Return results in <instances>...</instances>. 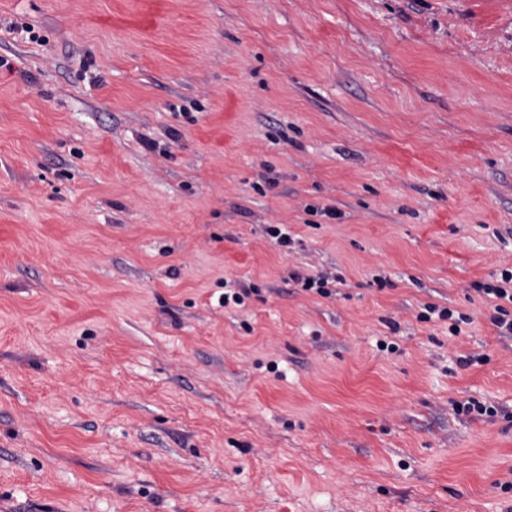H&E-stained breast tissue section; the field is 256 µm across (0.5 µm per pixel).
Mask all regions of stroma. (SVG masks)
Returning <instances> with one entry per match:
<instances>
[{
	"label": "stroma",
	"mask_w": 512,
	"mask_h": 512,
	"mask_svg": "<svg viewBox=\"0 0 512 512\" xmlns=\"http://www.w3.org/2000/svg\"><path fill=\"white\" fill-rule=\"evenodd\" d=\"M511 265L512 0H0V512H512ZM492 278V282L475 281L470 284V287L485 298L486 304L492 311L488 318L499 335L511 338L512 312L506 305L510 303L512 308V267L502 268L498 274H493ZM291 279L301 286L306 291H312L324 298H329L333 295V288H336V282H341L339 276L331 275L327 272H321L316 275H304L299 272L291 274ZM335 283V285H332ZM332 285V286H331ZM423 309L424 311H421L418 314L419 320L423 322H429L433 319L432 315H437V319L439 320L451 321V323L448 325V330L454 336L458 335L461 332V324H468V321H470L469 317L461 313H458L457 318L454 317V310L447 307L440 308L435 304H426L424 305Z\"/></svg>",
	"instance_id": "stroma-1"
}]
</instances>
